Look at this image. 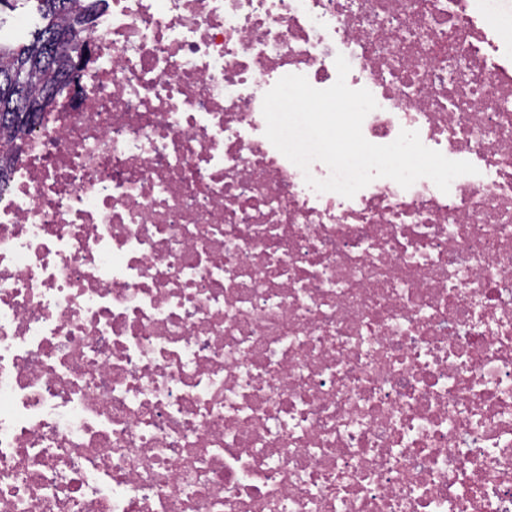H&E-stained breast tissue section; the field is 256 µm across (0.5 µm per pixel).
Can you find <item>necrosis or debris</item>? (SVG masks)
Segmentation results:
<instances>
[{
	"mask_svg": "<svg viewBox=\"0 0 512 512\" xmlns=\"http://www.w3.org/2000/svg\"><path fill=\"white\" fill-rule=\"evenodd\" d=\"M0 190V512H512L505 0H104ZM476 174L346 198L265 137L337 79Z\"/></svg>",
	"mask_w": 512,
	"mask_h": 512,
	"instance_id": "obj_1",
	"label": "necrosis or debris"
}]
</instances>
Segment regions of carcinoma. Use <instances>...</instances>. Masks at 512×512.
Returning a JSON list of instances; mask_svg holds the SVG:
<instances>
[{
	"label": "carcinoma",
	"mask_w": 512,
	"mask_h": 512,
	"mask_svg": "<svg viewBox=\"0 0 512 512\" xmlns=\"http://www.w3.org/2000/svg\"><path fill=\"white\" fill-rule=\"evenodd\" d=\"M41 23L29 43L19 47L0 44V184L8 178L9 149L29 128L17 124L11 109L24 98H32L50 80L58 38L72 35L69 50L79 53L91 33H78L77 26L86 4L98 8L102 0H37Z\"/></svg>",
	"instance_id": "1"
}]
</instances>
